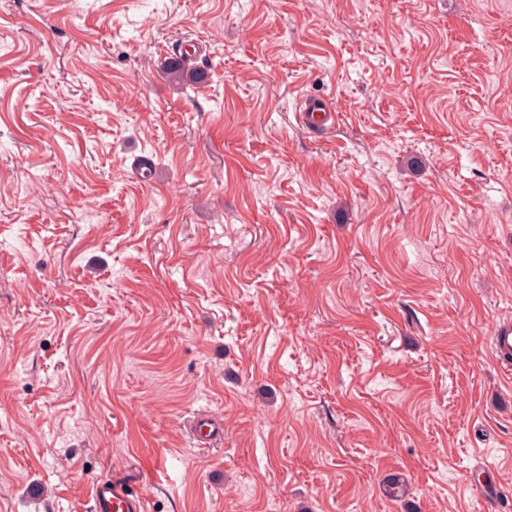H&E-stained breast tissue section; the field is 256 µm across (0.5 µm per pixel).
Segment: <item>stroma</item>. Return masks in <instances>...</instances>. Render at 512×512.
<instances>
[{
    "label": "stroma",
    "instance_id": "35a3bbf8",
    "mask_svg": "<svg viewBox=\"0 0 512 512\" xmlns=\"http://www.w3.org/2000/svg\"><path fill=\"white\" fill-rule=\"evenodd\" d=\"M503 317L512 0H0V512H512ZM304 104L303 121L306 119L314 128L326 125L329 121H331L330 125L335 124L336 113L324 99L311 97L307 98ZM493 357L504 372L512 369V318L498 321L491 338ZM93 512H145L147 506L131 481L122 478H98L92 484Z\"/></svg>",
    "mask_w": 512,
    "mask_h": 512
}]
</instances>
